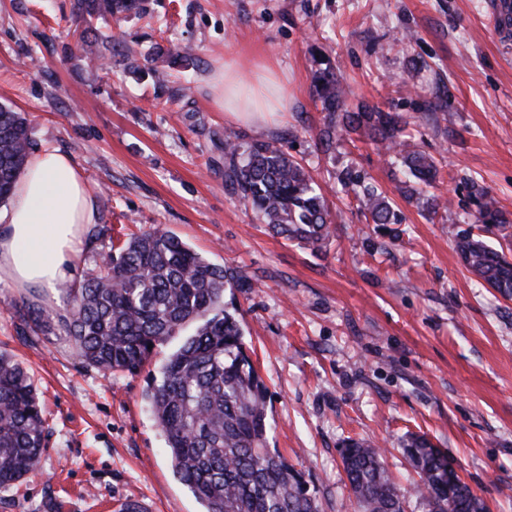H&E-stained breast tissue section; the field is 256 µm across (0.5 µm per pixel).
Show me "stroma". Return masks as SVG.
<instances>
[{"label": "stroma", "instance_id": "35a3bbf8", "mask_svg": "<svg viewBox=\"0 0 512 512\" xmlns=\"http://www.w3.org/2000/svg\"><path fill=\"white\" fill-rule=\"evenodd\" d=\"M484 0H146L97 23L104 65L87 64L71 0H0V105L25 113L35 148L72 155L99 222L76 263L160 227L236 286L224 307L269 391L270 447L300 470L318 512H360L345 484V438L383 450L406 482L400 448L426 436L454 459L488 512H512V298L480 284L455 245L487 188L512 219V41L491 32ZM193 47L195 65L170 66ZM350 86L351 107L407 121L405 147L440 161L430 219L404 196L399 160L375 145L321 154L311 93L316 52ZM233 60L243 96L288 106L265 132L215 102L211 80ZM141 77H133L130 66ZM279 141L302 159L341 220L320 249L260 224L224 183V138ZM354 165L402 219L400 237L366 223L335 173ZM70 317L72 304L0 286V350L32 375L49 431L35 472L0 493V512H202L173 475L145 400L178 339L137 374L88 366L59 332L22 333L23 313Z\"/></svg>", "mask_w": 512, "mask_h": 512}]
</instances>
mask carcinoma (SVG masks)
Segmentation results:
<instances>
[{
  "label": "carcinoma",
  "instance_id": "carcinoma-1",
  "mask_svg": "<svg viewBox=\"0 0 512 512\" xmlns=\"http://www.w3.org/2000/svg\"><path fill=\"white\" fill-rule=\"evenodd\" d=\"M142 10L141 0H73V15L84 21L120 18ZM311 77L324 112L318 147L336 151L340 132L357 134L384 152L401 155L409 177L420 184L441 174L429 155L400 154L398 116L361 106L348 108L349 91L323 58ZM33 149L26 117L0 106V203L10 197L15 175ZM224 180L257 217L278 235L314 249L335 221L327 199L309 172L277 141L243 146L224 139ZM342 189L354 194L366 220L386 226L400 220L385 197L346 166L336 172ZM406 197L430 214L448 203L425 197L413 185ZM474 223L506 228L497 200L474 189ZM460 257L474 276L505 298L512 297V261L470 230L456 234ZM98 271L70 293L71 318L22 315L25 327H58L84 361L103 373L135 374L158 348L186 330L191 333L161 365L147 392L166 443L174 476L202 504L203 512H317L316 498L300 471L269 447L268 389L242 340L237 318L224 309L232 278L158 227L130 237L99 255ZM46 449L43 405L28 370L0 351V491L7 492L33 472ZM418 480L410 491L424 512H486L484 501L454 471L455 462L423 436L403 443ZM347 485L361 512H405L408 490L388 475L374 444L347 438L340 449Z\"/></svg>",
  "mask_w": 512,
  "mask_h": 512
}]
</instances>
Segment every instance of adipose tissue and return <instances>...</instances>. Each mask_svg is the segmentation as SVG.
Instances as JSON below:
<instances>
[{"instance_id": "obj_1", "label": "adipose tissue", "mask_w": 512, "mask_h": 512, "mask_svg": "<svg viewBox=\"0 0 512 512\" xmlns=\"http://www.w3.org/2000/svg\"><path fill=\"white\" fill-rule=\"evenodd\" d=\"M99 214L72 157L57 149L32 154L18 173L8 208L0 209V285L58 300L78 287L80 245Z\"/></svg>"}]
</instances>
